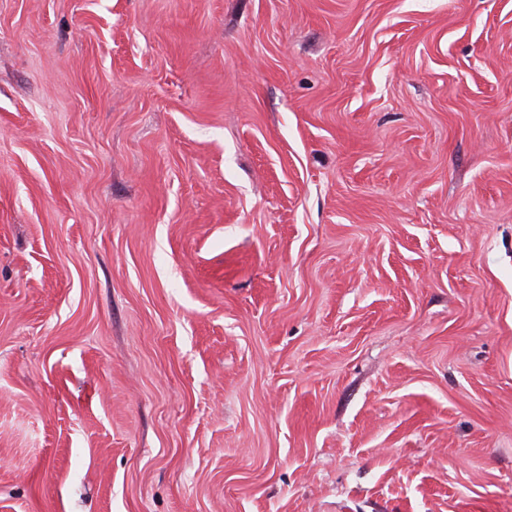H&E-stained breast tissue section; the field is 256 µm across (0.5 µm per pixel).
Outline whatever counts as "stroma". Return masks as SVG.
Here are the masks:
<instances>
[{"label":"stroma","mask_w":512,"mask_h":512,"mask_svg":"<svg viewBox=\"0 0 512 512\" xmlns=\"http://www.w3.org/2000/svg\"><path fill=\"white\" fill-rule=\"evenodd\" d=\"M0 512H512V0H0Z\"/></svg>","instance_id":"obj_1"}]
</instances>
